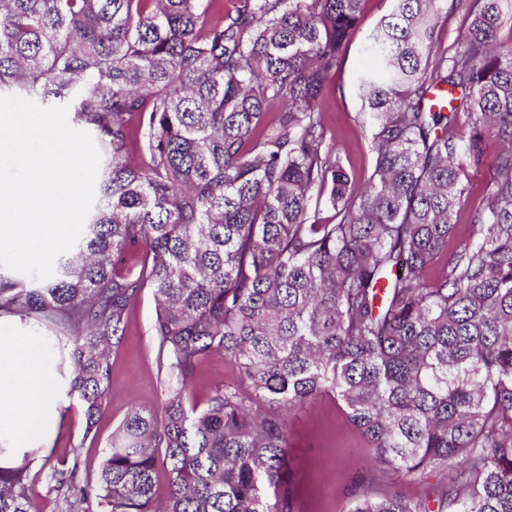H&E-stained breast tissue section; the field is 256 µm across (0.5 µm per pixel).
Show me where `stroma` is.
I'll return each mask as SVG.
<instances>
[{"label": "stroma", "mask_w": 512, "mask_h": 512, "mask_svg": "<svg viewBox=\"0 0 512 512\" xmlns=\"http://www.w3.org/2000/svg\"><path fill=\"white\" fill-rule=\"evenodd\" d=\"M395 7L396 0H367L321 103L323 122L340 148L341 162L361 183L372 175L375 156L369 130L364 126L366 109L359 78L378 67L376 58L366 52L365 43ZM155 317V300L147 288L132 306L126 335L112 355V394L99 417L96 439L84 441V407L75 400L45 455L32 458L28 478L40 512L61 510L56 494L48 490L45 461L68 457L73 444L80 442L87 466L97 469L113 430L127 414L137 407L161 405L163 377L151 341ZM288 443L291 484L302 500L303 512H347L350 495L355 491H398L412 497L438 487L437 479L420 481L389 474L371 464L364 438L348 424L337 402L328 396L310 400L289 414Z\"/></svg>", "instance_id": "stroma-1"}]
</instances>
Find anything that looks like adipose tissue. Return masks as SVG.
<instances>
[{"label":"adipose tissue","instance_id":"adipose-tissue-1","mask_svg":"<svg viewBox=\"0 0 512 512\" xmlns=\"http://www.w3.org/2000/svg\"><path fill=\"white\" fill-rule=\"evenodd\" d=\"M71 398L56 360L33 325L0 316V467L48 447Z\"/></svg>","mask_w":512,"mask_h":512}]
</instances>
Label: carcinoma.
Wrapping results in <instances>:
<instances>
[{
    "label": "carcinoma",
    "mask_w": 512,
    "mask_h": 512,
    "mask_svg": "<svg viewBox=\"0 0 512 512\" xmlns=\"http://www.w3.org/2000/svg\"><path fill=\"white\" fill-rule=\"evenodd\" d=\"M511 1L396 0L367 37L375 169L358 184L320 102L365 0H0V92L68 102L105 159L54 274L0 267V314L52 332L83 439L131 306L146 288L157 304L165 399L127 415L96 472L77 448L50 467L64 512H302L288 413L320 395L377 464L445 479L356 494L348 512H512ZM459 10L458 38L436 47V21ZM492 147L464 211V168ZM216 353L238 381L198 403ZM0 512H38L27 466L0 469Z\"/></svg>",
    "instance_id": "cac0c4a2"
}]
</instances>
